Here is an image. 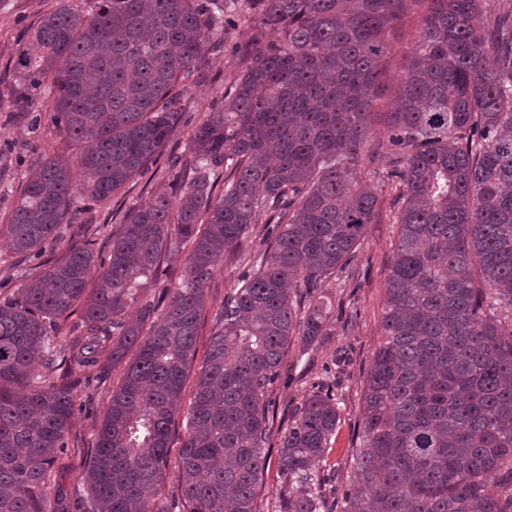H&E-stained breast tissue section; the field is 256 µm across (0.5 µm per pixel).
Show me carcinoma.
Masks as SVG:
<instances>
[{
    "label": "carcinoma",
    "instance_id": "cac0c4a2",
    "mask_svg": "<svg viewBox=\"0 0 512 512\" xmlns=\"http://www.w3.org/2000/svg\"><path fill=\"white\" fill-rule=\"evenodd\" d=\"M497 2L98 0L90 17L63 6L30 29L15 73L33 89L52 75V123L82 150L44 158L6 224L13 253L40 263L0 295V512H50L82 384L70 367L104 356L124 369L85 512H166L157 496L204 288L228 258L247 270L196 373L173 512H256L275 432L283 512H512V7ZM411 13L421 28L376 141L388 36ZM227 25L242 36L238 71L169 192L124 216L96 276L88 242L42 259L75 198L111 199L164 150L183 118L176 89L207 76ZM384 156L400 230L354 478L329 505L317 466L338 422L333 387L286 426L269 391L292 339L308 349L324 335V288L379 220L358 170ZM256 224L266 249L252 255ZM187 242L178 287L143 294Z\"/></svg>",
    "mask_w": 512,
    "mask_h": 512
}]
</instances>
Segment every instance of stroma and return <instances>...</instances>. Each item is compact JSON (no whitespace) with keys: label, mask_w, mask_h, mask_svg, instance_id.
Instances as JSON below:
<instances>
[{"label":"stroma","mask_w":512,"mask_h":512,"mask_svg":"<svg viewBox=\"0 0 512 512\" xmlns=\"http://www.w3.org/2000/svg\"><path fill=\"white\" fill-rule=\"evenodd\" d=\"M68 4L84 14H94L98 0H0V225L6 224L29 173L45 156L76 157L81 147L51 125L52 99L48 92L31 90L19 82L14 63L29 30L44 15ZM419 20L406 17L390 37L392 51L384 64L379 95L391 104L399 92V75L404 55L417 35ZM238 69L236 55L221 51L210 58L205 82L185 91L180 106L184 118L172 133L156 164L137 175L111 200L97 203L85 198L74 201L76 215L52 247L53 257L62 256L78 239L76 227H84L95 239L98 257L109 253L112 234L118 231L125 213L147 205L167 191L169 169L174 158L183 156L195 125L208 112L224 104V78ZM33 98V109L22 108L25 98ZM360 176L379 198L380 220L368 225L352 269L337 275L326 297L330 307L325 334L314 348L303 349L292 341L283 359L281 376L270 389L280 421H288L306 394L322 383H335L339 422L324 458L320 475L330 478L333 488H341L353 477V455L364 405L365 382L374 352L380 345L381 309L385 283L399 227L393 220L397 192L393 185L378 181L368 167ZM76 376L85 384L75 398L68 446L58 452L53 463L50 500H59L69 512H83L90 497L85 480L95 437L106 414L112 392L120 382L118 371L102 374L97 368H79ZM268 467L261 478L256 512H279L282 476L278 467L279 439L271 437L267 448Z\"/></svg>","instance_id":"obj_1"}]
</instances>
